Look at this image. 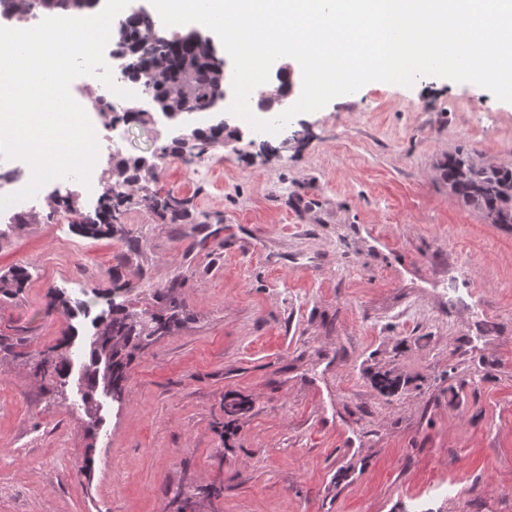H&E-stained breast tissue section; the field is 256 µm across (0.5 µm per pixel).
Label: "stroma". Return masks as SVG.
I'll list each match as a JSON object with an SVG mask.
<instances>
[{"mask_svg": "<svg viewBox=\"0 0 512 512\" xmlns=\"http://www.w3.org/2000/svg\"><path fill=\"white\" fill-rule=\"evenodd\" d=\"M117 131L127 157L171 139L161 121ZM268 142L228 144L204 180L160 159L159 188L191 201L183 224L143 202L96 238L44 205L0 221V274L29 271L0 299V512H168L213 485L194 512H512V225L439 172L459 150L512 166V102L371 82ZM174 279L190 320L131 365L121 401L99 394L89 426L94 319L114 297L156 309ZM62 339L59 393L27 357ZM386 371L391 397L371 382ZM228 394L252 403L233 421Z\"/></svg>", "mask_w": 512, "mask_h": 512, "instance_id": "stroma-1", "label": "stroma"}]
</instances>
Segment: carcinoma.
<instances>
[{"label": "carcinoma", "instance_id": "carcinoma-1", "mask_svg": "<svg viewBox=\"0 0 512 512\" xmlns=\"http://www.w3.org/2000/svg\"><path fill=\"white\" fill-rule=\"evenodd\" d=\"M100 0H0V8L20 19L30 11L49 14L64 12L82 16L85 9ZM159 29L153 18L136 13L127 18L121 31L119 45L131 54L129 69L146 77L151 99L161 112L193 110L205 112L224 88V71L209 40L198 32L166 33L163 40L155 38ZM224 144V130L218 126L198 128L196 154ZM161 153L182 158L194 154L180 140L173 139L161 146ZM441 178L448 184L450 194L463 205L480 212L491 224L512 225V167L491 159L483 164L472 161L465 152L448 155L442 163ZM112 171L127 184L123 191L109 189L100 198L94 215L86 216L76 224L84 237H98L117 232L116 225L134 199L132 190L140 192L152 213L166 224H181L191 216L189 200L171 193L151 189L149 183L158 180L155 164L144 157H117L112 160ZM28 280V271L19 266L0 275V296L13 298L22 292ZM179 284L175 281L158 290L155 298L158 308L137 310L126 301L111 302L107 316L95 323V339L91 344V368L85 375L86 391L83 400L89 417L96 414L95 394L101 389L121 400L128 379L130 365L160 336L171 333L190 319L183 301L175 295ZM67 342L62 340L37 354L32 369L35 375L64 387L69 372L68 356L63 352ZM377 389L392 395L400 387V379L390 373H379L374 378Z\"/></svg>", "mask_w": 512, "mask_h": 512}]
</instances>
